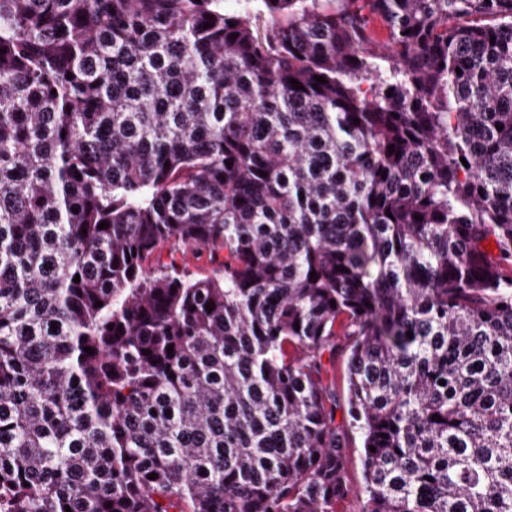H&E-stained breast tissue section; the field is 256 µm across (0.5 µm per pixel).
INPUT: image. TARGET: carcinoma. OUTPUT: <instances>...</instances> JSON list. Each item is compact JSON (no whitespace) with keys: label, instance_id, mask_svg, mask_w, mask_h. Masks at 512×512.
<instances>
[{"label":"carcinoma","instance_id":"carcinoma-1","mask_svg":"<svg viewBox=\"0 0 512 512\" xmlns=\"http://www.w3.org/2000/svg\"><path fill=\"white\" fill-rule=\"evenodd\" d=\"M507 266L512 0H0V512H512ZM324 362L327 368V378L336 385L338 400L336 419L340 421L344 414V406L346 404V359L343 356H337L333 364H329L326 358Z\"/></svg>","mask_w":512,"mask_h":512}]
</instances>
